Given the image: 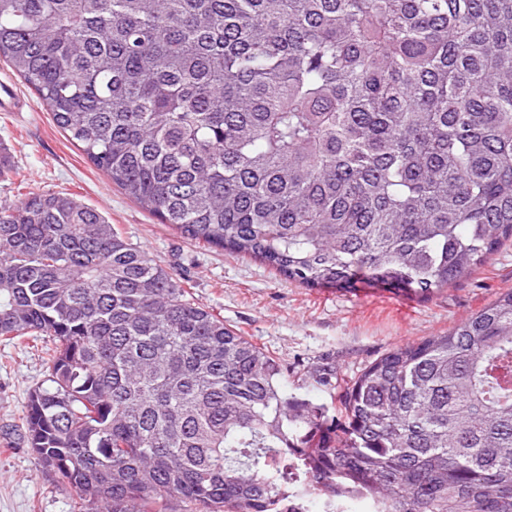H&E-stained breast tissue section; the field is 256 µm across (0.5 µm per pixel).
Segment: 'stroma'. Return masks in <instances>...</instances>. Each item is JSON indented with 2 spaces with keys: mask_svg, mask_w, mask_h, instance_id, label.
Masks as SVG:
<instances>
[{
  "mask_svg": "<svg viewBox=\"0 0 512 512\" xmlns=\"http://www.w3.org/2000/svg\"><path fill=\"white\" fill-rule=\"evenodd\" d=\"M13 84L34 111L0 112V204L14 202L19 182L64 191L98 209L140 245L194 299L257 346L279 358L288 391L316 403L339 394L320 384L323 372L351 380L392 348L443 333L512 289V245L503 246L471 276L423 298L368 283L344 291L306 288L184 237L142 209L97 169L53 122L21 79ZM45 338L0 340V512H72L73 495L57 487L30 453L19 429L27 392L44 376Z\"/></svg>",
  "mask_w": 512,
  "mask_h": 512,
  "instance_id": "obj_1",
  "label": "stroma"
}]
</instances>
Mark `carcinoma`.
<instances>
[{"label":"carcinoma","instance_id":"cac0c4a2","mask_svg":"<svg viewBox=\"0 0 512 512\" xmlns=\"http://www.w3.org/2000/svg\"><path fill=\"white\" fill-rule=\"evenodd\" d=\"M0 61L143 209L308 288L430 296L512 239V0H0ZM23 436L73 512H512V290L345 383L268 351L96 209L0 205Z\"/></svg>","mask_w":512,"mask_h":512}]
</instances>
